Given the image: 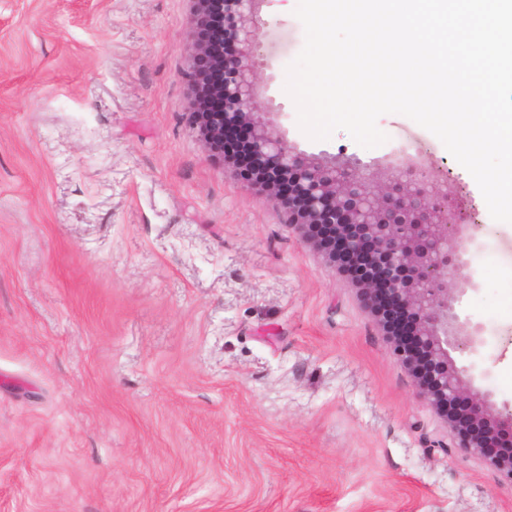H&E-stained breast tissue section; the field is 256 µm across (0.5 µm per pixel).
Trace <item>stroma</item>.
Returning <instances> with one entry per match:
<instances>
[{"label": "stroma", "instance_id": "35a3bbf8", "mask_svg": "<svg viewBox=\"0 0 512 512\" xmlns=\"http://www.w3.org/2000/svg\"><path fill=\"white\" fill-rule=\"evenodd\" d=\"M298 0H262L277 131L387 178L396 152L474 210L482 365L512 403V224L429 131L419 154L299 128ZM192 0H0V512H512L393 343L186 114Z\"/></svg>", "mask_w": 512, "mask_h": 512}]
</instances>
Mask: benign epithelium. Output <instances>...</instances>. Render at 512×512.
Returning <instances> with one entry per match:
<instances>
[{
	"instance_id": "7a95c632",
	"label": "benign epithelium",
	"mask_w": 512,
	"mask_h": 512,
	"mask_svg": "<svg viewBox=\"0 0 512 512\" xmlns=\"http://www.w3.org/2000/svg\"><path fill=\"white\" fill-rule=\"evenodd\" d=\"M193 38L184 73L194 105L189 120L209 158L223 163L224 136L249 129L246 152L263 175H241L242 186L282 209L331 262L360 269L363 306L383 321L403 313L413 321L393 355L415 383L417 397L444 418L455 447L512 481V406H497L474 362L458 366L453 353L477 355L483 327L460 309L477 289L471 264L472 215L448 197L439 175L403 160L379 182L371 164L352 155L321 161L277 132L266 92L273 69L258 15L261 0H193Z\"/></svg>"
}]
</instances>
